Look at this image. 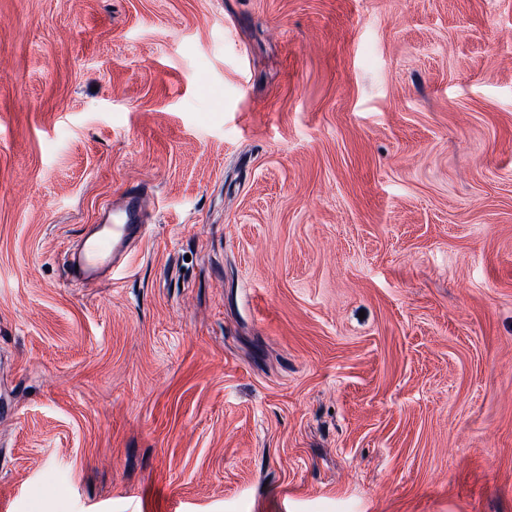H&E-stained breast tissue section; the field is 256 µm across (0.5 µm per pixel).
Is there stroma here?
<instances>
[{"label":"stroma","mask_w":512,"mask_h":512,"mask_svg":"<svg viewBox=\"0 0 512 512\" xmlns=\"http://www.w3.org/2000/svg\"><path fill=\"white\" fill-rule=\"evenodd\" d=\"M0 512H512V0H0ZM146 193L138 187L126 190L119 210L113 209L100 224L90 226L80 249L72 256L68 254L73 281L95 280L105 274V281L112 283V279L126 270L129 245L145 234L143 197Z\"/></svg>","instance_id":"35a3bbf8"}]
</instances>
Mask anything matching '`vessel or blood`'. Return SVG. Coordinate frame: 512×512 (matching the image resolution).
<instances>
[{
    "label": "vessel or blood",
    "instance_id": "1",
    "mask_svg": "<svg viewBox=\"0 0 512 512\" xmlns=\"http://www.w3.org/2000/svg\"><path fill=\"white\" fill-rule=\"evenodd\" d=\"M144 195L138 187L126 190L118 210L91 225L79 250L68 258L73 281L113 278L125 271L129 245L145 234Z\"/></svg>",
    "mask_w": 512,
    "mask_h": 512
}]
</instances>
